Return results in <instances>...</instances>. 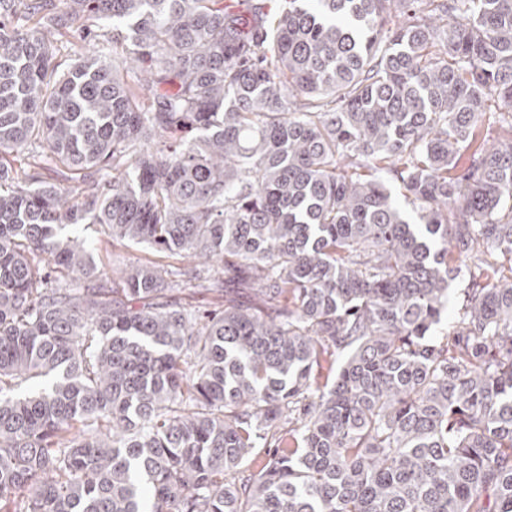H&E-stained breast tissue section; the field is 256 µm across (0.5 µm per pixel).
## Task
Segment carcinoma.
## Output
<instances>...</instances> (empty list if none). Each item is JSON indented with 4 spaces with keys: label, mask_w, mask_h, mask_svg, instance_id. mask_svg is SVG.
I'll return each mask as SVG.
<instances>
[{
    "label": "carcinoma",
    "mask_w": 512,
    "mask_h": 512,
    "mask_svg": "<svg viewBox=\"0 0 512 512\" xmlns=\"http://www.w3.org/2000/svg\"><path fill=\"white\" fill-rule=\"evenodd\" d=\"M268 2L0 0V512H512V0ZM80 236L88 240H92L97 243L99 239L104 240V237L99 232V227L95 225L91 226H78L72 230ZM98 249L94 251V259L99 266H103L108 271L118 270L130 263L137 262L145 259L146 257H152L148 251H142L135 247H123L102 244L100 246L97 243Z\"/></svg>",
    "instance_id": "cac0c4a2"
}]
</instances>
